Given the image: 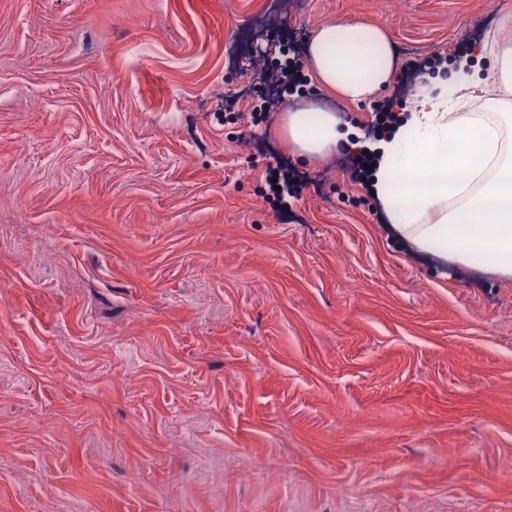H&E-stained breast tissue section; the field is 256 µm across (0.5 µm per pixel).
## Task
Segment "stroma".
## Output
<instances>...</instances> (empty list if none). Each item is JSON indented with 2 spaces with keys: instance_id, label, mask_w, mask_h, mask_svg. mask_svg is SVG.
Returning a JSON list of instances; mask_svg holds the SVG:
<instances>
[{
  "instance_id": "35a3bbf8",
  "label": "stroma",
  "mask_w": 512,
  "mask_h": 512,
  "mask_svg": "<svg viewBox=\"0 0 512 512\" xmlns=\"http://www.w3.org/2000/svg\"><path fill=\"white\" fill-rule=\"evenodd\" d=\"M507 12L0 0V512H512V279L216 99L248 112L273 28L385 25L384 100Z\"/></svg>"
}]
</instances>
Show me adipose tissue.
Returning <instances> with one entry per match:
<instances>
[{
  "mask_svg": "<svg viewBox=\"0 0 512 512\" xmlns=\"http://www.w3.org/2000/svg\"><path fill=\"white\" fill-rule=\"evenodd\" d=\"M326 97L283 111L277 133L299 156L349 146L336 100L389 86L400 58L382 25L329 22L305 48ZM370 191L383 223L415 250L512 278V18L450 75H422L398 124L375 145Z\"/></svg>",
  "mask_w": 512,
  "mask_h": 512,
  "instance_id": "ef3b65f1",
  "label": "adipose tissue"
}]
</instances>
